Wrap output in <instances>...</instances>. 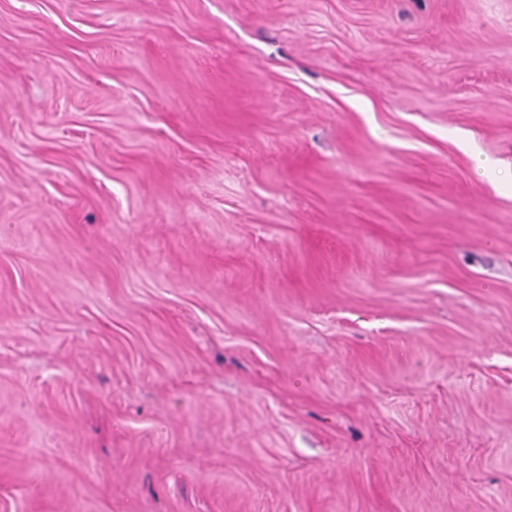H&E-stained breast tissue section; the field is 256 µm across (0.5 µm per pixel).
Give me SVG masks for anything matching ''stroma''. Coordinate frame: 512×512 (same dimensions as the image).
I'll use <instances>...</instances> for the list:
<instances>
[{
	"instance_id": "35a3bbf8",
	"label": "stroma",
	"mask_w": 512,
	"mask_h": 512,
	"mask_svg": "<svg viewBox=\"0 0 512 512\" xmlns=\"http://www.w3.org/2000/svg\"><path fill=\"white\" fill-rule=\"evenodd\" d=\"M0 512H512V0H0Z\"/></svg>"
}]
</instances>
